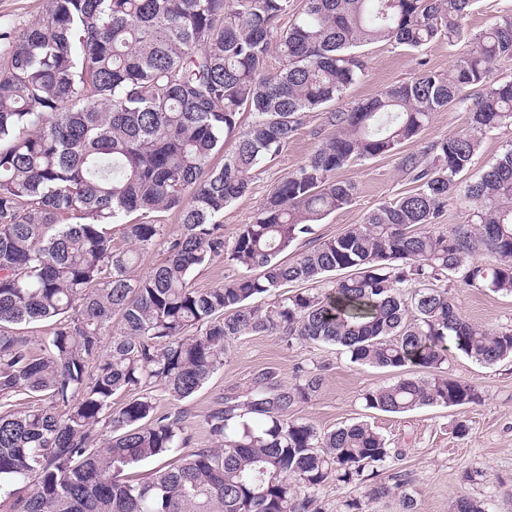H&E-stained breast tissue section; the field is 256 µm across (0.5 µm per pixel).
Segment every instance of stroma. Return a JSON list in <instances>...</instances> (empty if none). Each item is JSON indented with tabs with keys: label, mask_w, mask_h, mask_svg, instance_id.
<instances>
[{
	"label": "stroma",
	"mask_w": 512,
	"mask_h": 512,
	"mask_svg": "<svg viewBox=\"0 0 512 512\" xmlns=\"http://www.w3.org/2000/svg\"><path fill=\"white\" fill-rule=\"evenodd\" d=\"M512 11V0H476L463 21L467 35L450 41L435 40L419 50L381 42L363 47L367 62L364 74L334 107L309 112L306 120L283 149L262 161L255 170L250 191L224 209L225 240H233L242 225L251 223L273 186L298 168L314 147L334 128L332 109L344 110L375 95L385 86L411 79L421 69L448 72L456 59L472 47L473 35L484 30L495 16ZM470 101L435 113L432 122L416 139L403 144L402 153H417L431 143L462 128ZM395 156L379 157L348 165L338 179L356 187L353 203L333 212L315 226L318 237L331 238L347 226L362 223L366 213L412 190L400 172ZM460 314L497 331L512 328V297L449 281ZM320 369L324 381L311 401L297 408V417L318 429L333 430L364 421L375 427L401 454L388 463L384 478L402 475L405 489L414 499V512H451L458 490L485 502L488 512H512V360L482 365L458 352L448 354V376L475 384L483 401L465 407H422L406 414L366 409L367 390L399 379V372L350 363L339 346H287L275 336H243L233 341L224 365L187 401L176 403L161 390L155 391L156 410L181 413L190 445L205 448L209 437L204 418L227 396H237L252 386L263 370L276 371L291 381L298 368ZM469 427L467 436L455 433L458 421ZM476 473L470 484L460 482L463 472Z\"/></svg>",
	"instance_id": "35a3bbf8"
}]
</instances>
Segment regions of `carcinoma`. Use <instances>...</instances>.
Segmentation results:
<instances>
[{"label":"carcinoma","mask_w":512,"mask_h":512,"mask_svg":"<svg viewBox=\"0 0 512 512\" xmlns=\"http://www.w3.org/2000/svg\"><path fill=\"white\" fill-rule=\"evenodd\" d=\"M474 2L49 0L25 28L0 31L10 46L0 71V492L11 512H322L330 480L362 486L345 512L389 497L413 512L400 481L377 479L399 457L381 433L363 422L324 432L294 416L323 384L316 370L289 384L268 370L245 399L224 397L204 419L209 448L187 449L181 414L157 413L154 388L182 402L224 365L230 342L267 335L426 372L367 391L368 409L481 403L478 387L442 365L452 350L484 365L512 357V329L462 317L447 282L512 295V148L467 185L469 223L438 220L482 138L512 125V80L490 81L512 62V13L448 73L424 70L331 113L334 133L274 185L252 223L230 243L220 223L256 166L364 73L356 49L452 39ZM274 50L283 67L270 73ZM474 87L483 93L462 129L401 157L412 191L315 237V224L353 202L337 171L397 154ZM171 209L181 232L166 238L149 217ZM65 215L75 222L60 223ZM161 240L164 260L139 272ZM301 240L312 246L296 250ZM219 259L239 272L191 287ZM293 284L269 310L251 303ZM44 320L56 327L36 353L20 327ZM20 392L39 405L14 410ZM119 392L127 399L115 407ZM174 453L146 477L125 475ZM23 483L33 489L18 496ZM452 512L488 510L460 493Z\"/></svg>","instance_id":"1"}]
</instances>
